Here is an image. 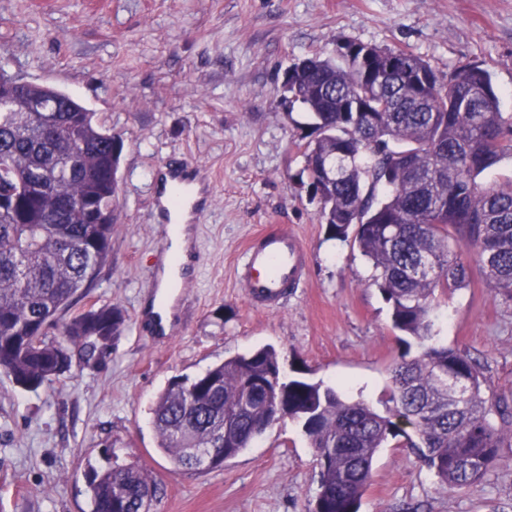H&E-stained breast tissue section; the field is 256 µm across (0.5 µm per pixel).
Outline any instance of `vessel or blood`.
Here are the masks:
<instances>
[{
  "mask_svg": "<svg viewBox=\"0 0 512 512\" xmlns=\"http://www.w3.org/2000/svg\"><path fill=\"white\" fill-rule=\"evenodd\" d=\"M198 177L195 168L184 166L163 168L156 193L161 197L159 221L176 224L185 207L201 212L206 199H194L193 185ZM308 268V255L303 243L288 232L272 229L255 237L244 251L239 265L248 299L256 307L274 310L288 293L302 284Z\"/></svg>",
  "mask_w": 512,
  "mask_h": 512,
  "instance_id": "obj_1",
  "label": "vessel or blood"
}]
</instances>
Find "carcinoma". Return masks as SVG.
Masks as SVG:
<instances>
[{"label":"carcinoma","instance_id":"1","mask_svg":"<svg viewBox=\"0 0 512 512\" xmlns=\"http://www.w3.org/2000/svg\"><path fill=\"white\" fill-rule=\"evenodd\" d=\"M288 73V102L312 118L301 135L304 172L328 235L353 237L393 328L421 353L392 367L384 413L321 382L282 380L272 346L231 357L169 382L152 410L159 447L178 468L203 466L192 448L218 442L234 458L267 430L280 398L315 452L310 512H359L378 452L397 437L445 486L468 488L512 446V429L491 424L499 403L483 397L477 366L431 343V313L437 297L469 285L474 266L512 297V177L482 179L512 155V115L500 112L487 70L442 76L404 49L338 38L331 54ZM56 95L66 111H48L53 96L38 85L14 94L22 111H0V364L30 391L71 370L68 342L104 346L126 324L118 306L92 305L52 335L57 314L110 259L113 219L98 218L112 212L121 156L95 113ZM32 106L42 111H24ZM89 492L93 512H152L160 487L128 464L95 474Z\"/></svg>","mask_w":512,"mask_h":512}]
</instances>
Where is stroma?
Masks as SVG:
<instances>
[{
    "label": "stroma",
    "instance_id": "1",
    "mask_svg": "<svg viewBox=\"0 0 512 512\" xmlns=\"http://www.w3.org/2000/svg\"><path fill=\"white\" fill-rule=\"evenodd\" d=\"M405 49L438 73L489 71L512 115V0H0V59L9 75L64 92L123 142L112 253L57 323L115 304L126 326L96 362L35 391L0 375V512H91L92 471L136 462L161 487L153 512H307L318 467L299 423L270 426L209 471L175 467L159 449L152 408L168 381L270 345L284 377L320 381L385 411L404 348L372 265L329 238L296 146L307 112L283 99L284 71L337 39ZM203 168L211 205L189 227L198 265L178 288L172 334L139 328L156 300L168 237L151 207L157 167ZM298 236L305 281L274 312L252 307L237 274L266 226ZM439 344L464 352L512 428V299L480 272L432 313ZM360 512H512V447L484 478L451 490L406 447L377 454Z\"/></svg>",
    "mask_w": 512,
    "mask_h": 512
}]
</instances>
